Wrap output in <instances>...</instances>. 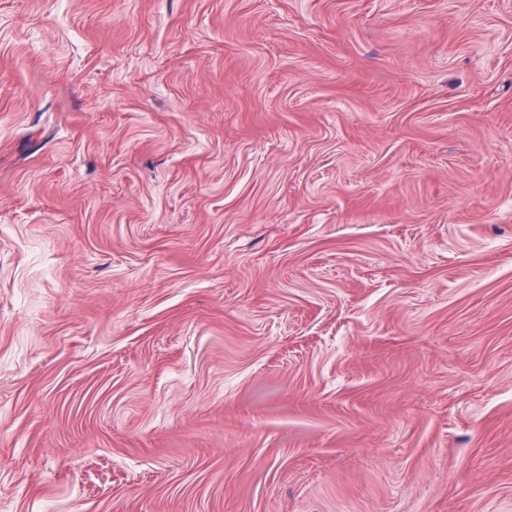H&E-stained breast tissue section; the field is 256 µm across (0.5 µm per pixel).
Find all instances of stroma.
<instances>
[{
	"mask_svg": "<svg viewBox=\"0 0 512 512\" xmlns=\"http://www.w3.org/2000/svg\"><path fill=\"white\" fill-rule=\"evenodd\" d=\"M0 512H512V0H0Z\"/></svg>",
	"mask_w": 512,
	"mask_h": 512,
	"instance_id": "1",
	"label": "stroma"
}]
</instances>
